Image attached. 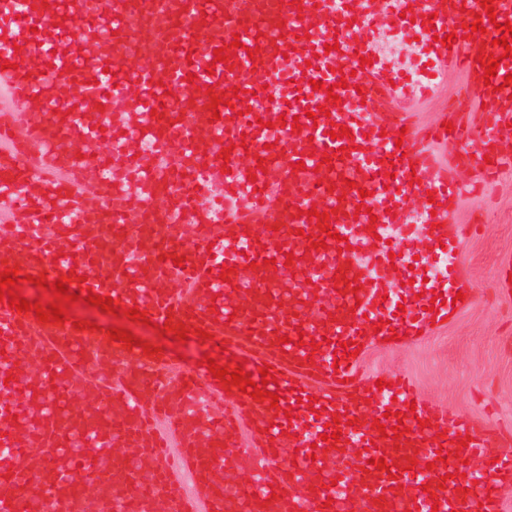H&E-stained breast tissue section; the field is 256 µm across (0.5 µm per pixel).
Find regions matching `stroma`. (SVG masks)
Masks as SVG:
<instances>
[{"label": "stroma", "instance_id": "obj_1", "mask_svg": "<svg viewBox=\"0 0 512 512\" xmlns=\"http://www.w3.org/2000/svg\"><path fill=\"white\" fill-rule=\"evenodd\" d=\"M463 72L449 71L439 93L430 99L412 98L409 107L422 127L438 122L449 97L467 84ZM458 220L477 225L456 250V262L471 295L447 322L427 328L415 341L382 344L367 337L361 358L365 374L406 373L421 395L454 408L492 431L512 428V287L502 285L512 269V174L502 177L482 195L463 198ZM71 318L109 335L127 330L142 347L157 350L171 365H195L202 356L218 366L234 367L219 344L179 339L176 332L147 327L142 319L115 313L95 304L74 301Z\"/></svg>", "mask_w": 512, "mask_h": 512}]
</instances>
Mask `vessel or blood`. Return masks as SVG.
Instances as JSON below:
<instances>
[{
    "label": "vessel or blood",
    "mask_w": 512,
    "mask_h": 512,
    "mask_svg": "<svg viewBox=\"0 0 512 512\" xmlns=\"http://www.w3.org/2000/svg\"><path fill=\"white\" fill-rule=\"evenodd\" d=\"M189 26L161 17L156 0H98L114 32L103 46L86 0H0V46L11 69L0 70V92L22 110L0 118V267L24 254L26 274L66 279L80 294L110 297L172 330L207 333L225 352L247 359L253 372L269 367L267 397L217 382L209 370L185 369L176 390L152 374L154 356L121 341L100 344L85 325L41 321L34 312L0 301V512H13L23 486L32 512H78L76 502L99 481L123 488L144 472L153 492L132 512H501L490 491L512 479V453L469 416L420 398L411 379L389 387L361 373L360 359L343 345L365 341L383 321V336L417 337L447 320L461 290L455 264L426 277L415 256L453 255L469 227L455 221L463 194L431 145L453 143L450 163L492 179L512 169V59L496 40V23L512 21V0H178ZM485 32H473L474 21ZM418 38L430 79L412 87L391 67L376 37L379 22ZM203 31L196 59L177 50L188 32ZM455 34L452 45L441 38ZM240 47H233V40ZM342 41L344 51L334 50ZM227 58L215 62V49ZM370 58L361 66V58ZM499 60L491 80L482 65ZM473 76L470 92L454 99L445 119L452 129L412 126L400 104L432 94L449 67ZM324 82L323 90L312 87ZM339 99L329 103L326 89ZM177 92L162 108L166 92ZM234 94L232 105L215 98ZM482 106L479 122L465 119ZM330 112L311 119L320 105ZM247 112L259 120H244ZM288 126H281V119ZM299 128H292L291 119ZM347 128L349 136L331 138ZM109 128L123 150L99 159L110 186L129 187L121 207L98 205L82 177L89 159L73 152L77 140ZM176 146V171L160 175L137 158L139 143ZM225 189L224 218L212 223L197 204L201 177ZM370 190V197L359 194ZM435 203H428L427 195ZM423 200L421 220L409 222L406 200ZM67 202L78 222L46 236L32 228L43 211ZM316 218H307L308 210ZM202 224L177 276L154 262L175 230L172 212ZM328 213L335 239H326ZM146 225L138 242L121 246L114 227L128 219ZM346 237L348 250L338 239ZM319 263L331 275H313ZM229 277H222L223 267ZM355 287H347V280ZM444 304L429 311L433 294ZM314 346L297 345L298 336ZM38 355L39 368L29 358ZM132 360L143 373L109 378L112 362ZM84 388L63 409L50 408L39 390L47 376ZM22 375L21 400L8 397L6 377ZM224 404L207 430L187 412L197 394ZM22 423H13L14 415ZM383 427L404 424L399 438ZM340 432L326 446L324 431ZM83 435L85 477L75 481V459L62 443ZM297 457L284 462L285 450ZM384 459L377 469L375 459ZM483 464L479 483L459 489L465 461ZM248 470L227 487L226 466Z\"/></svg>",
    "instance_id": "b4317fda"
}]
</instances>
